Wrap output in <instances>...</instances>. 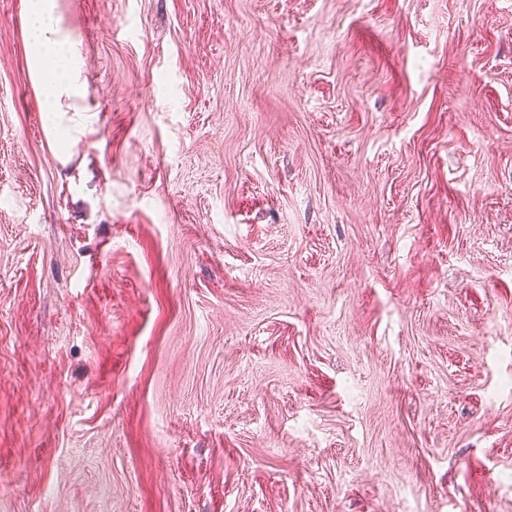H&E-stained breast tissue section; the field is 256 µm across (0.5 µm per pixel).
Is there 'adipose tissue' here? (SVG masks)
<instances>
[{"mask_svg": "<svg viewBox=\"0 0 512 512\" xmlns=\"http://www.w3.org/2000/svg\"><path fill=\"white\" fill-rule=\"evenodd\" d=\"M24 14L31 79L45 95L48 131L64 154L93 125L86 62L77 36L62 25L59 0H24Z\"/></svg>", "mask_w": 512, "mask_h": 512, "instance_id": "obj_1", "label": "adipose tissue"}]
</instances>
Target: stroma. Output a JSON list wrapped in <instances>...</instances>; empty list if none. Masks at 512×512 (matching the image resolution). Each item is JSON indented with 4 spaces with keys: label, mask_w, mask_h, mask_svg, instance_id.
<instances>
[{
    "label": "stroma",
    "mask_w": 512,
    "mask_h": 512,
    "mask_svg": "<svg viewBox=\"0 0 512 512\" xmlns=\"http://www.w3.org/2000/svg\"><path fill=\"white\" fill-rule=\"evenodd\" d=\"M0 0V512H512V0ZM28 64L45 94L48 131L62 155L92 132L95 112L85 104L86 62L77 36L62 25L58 0H25Z\"/></svg>",
    "instance_id": "obj_1"
}]
</instances>
